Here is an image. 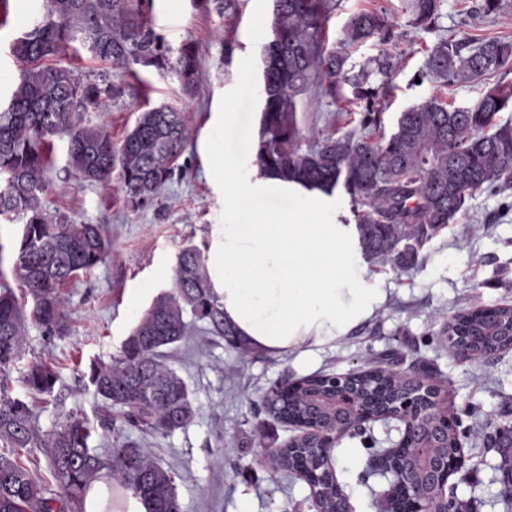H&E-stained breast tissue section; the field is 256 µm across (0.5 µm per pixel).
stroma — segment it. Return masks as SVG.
<instances>
[{
    "label": "stroma",
    "mask_w": 512,
    "mask_h": 512,
    "mask_svg": "<svg viewBox=\"0 0 512 512\" xmlns=\"http://www.w3.org/2000/svg\"><path fill=\"white\" fill-rule=\"evenodd\" d=\"M399 0H339L327 23L330 41L340 40L351 14L378 5L395 6L393 20L405 37L389 52L397 64L394 89L380 107L386 126L404 109L439 97L458 106L476 100L496 77L441 87L416 82L438 37L479 35L512 41V8L496 17H467L475 0H444L439 30L410 31ZM43 0H9L0 23V109L7 106L20 67L9 53L11 42L31 31ZM273 0H224L223 10L199 0H153L149 16L169 43H197L203 81L195 95L183 93L177 80L145 69L138 74L95 59L87 48L69 55L75 74L124 87L107 111L86 112L92 124L121 140L142 105L168 104L185 115L189 133L183 158L187 172L175 177L147 205L127 208L119 183L103 186L68 175L66 142L55 139L47 211L57 220L103 225L112 253L92 272L63 288L69 330L47 338L30 326L24 361L53 357L62 365L53 397L39 404L42 431L73 411L91 422L105 414L92 387L79 379L91 360L117 355L152 300L167 291L176 256L186 245L205 248L213 275H222L224 250L225 152L236 155L239 182L253 181L258 135L259 76L262 46ZM358 107L345 96L331 99L311 88L298 106L303 134L357 129L351 115ZM423 261L405 273L375 268L353 253L350 283L374 300L371 311L349 323L334 339L271 355L253 353L240 360L223 341L195 332L172 365L189 386L197 409L194 421L164 436L135 434L163 464L173 466L183 512H314L305 482L273 475L263 461L267 448H280L297 435L295 428L262 409L265 391L317 373L343 374L366 369L380 354L398 353L403 368L429 377L450 414L461 421L460 441L468 458L451 483L465 512H503L501 465L512 453L491 444L504 413H512V350L492 360L451 356L436 332L443 318L474 305H512V190L479 192L468 198L454 223L423 248ZM370 452L356 437H344L333 450V465L355 512H378L387 480L370 475Z\"/></svg>",
    "instance_id": "obj_1"
}]
</instances>
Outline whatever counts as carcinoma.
<instances>
[{
    "mask_svg": "<svg viewBox=\"0 0 512 512\" xmlns=\"http://www.w3.org/2000/svg\"><path fill=\"white\" fill-rule=\"evenodd\" d=\"M409 26L417 32L438 28L443 0H403ZM507 0H477L473 13L498 15ZM150 0H43V15L17 38L11 55L23 65L10 102L0 110V216L26 217L11 254V274L20 293L0 288V512H84L88 490L112 479L138 497L147 512H182L175 477L141 444L122 439L127 430L143 435L173 433L196 416L185 380L170 365L171 353L187 341L197 323L246 360L252 349L224 320L205 253L195 245L177 255L173 286L145 310L119 354L93 360L83 372L87 384L109 409L103 424L116 434L112 461L89 441L97 428L71 414L51 431L40 430L32 405L11 395L10 386L27 341L28 326L46 336H62V288L104 263L111 250L100 224L56 221L45 197L55 138L67 143V170L103 185L117 179L126 207L137 209L183 171L178 164L188 140L183 113L169 105L140 111L120 142L85 122L84 113L107 109L122 89L84 80L64 64L77 40L92 55L115 65L135 64L172 75L186 94L202 81L198 48L191 41L172 47L146 16ZM335 0H275L263 53L273 56L260 108L262 134L255 165L282 183H298L350 198L361 255L374 266L409 271L423 259L427 241L456 220L466 199L479 191L512 187V85L498 82L471 105L457 107L441 98L413 105L385 132L379 98L390 93L394 67L385 54L358 68L347 67L352 50L368 43L396 45L397 30L385 7L362 10L347 20L343 38L329 43L326 24ZM512 72V43L495 38L442 37L430 50L419 80L452 88L485 76ZM337 97L344 86L362 108L359 129L316 132L302 144L297 103L312 86ZM442 334L457 336L483 351L512 349V306L468 307L448 319ZM60 379L51 360H35L21 380L34 397H50ZM352 390L371 414L386 409L408 391L379 367L351 377ZM336 385L326 374L296 382L288 390L269 389L266 412L287 425L301 424L329 434L339 421L315 397ZM268 460L270 470L289 472L300 462L319 467L309 438L297 437ZM38 448L47 458L53 483L35 478L22 451Z\"/></svg>",
    "mask_w": 512,
    "mask_h": 512,
    "instance_id": "carcinoma-1",
    "label": "carcinoma"
}]
</instances>
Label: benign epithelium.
Listing matches in <instances>:
<instances>
[{
    "label": "benign epithelium",
    "instance_id": "obj_1",
    "mask_svg": "<svg viewBox=\"0 0 512 512\" xmlns=\"http://www.w3.org/2000/svg\"><path fill=\"white\" fill-rule=\"evenodd\" d=\"M448 352L464 360L493 356L491 352L473 351L459 344L453 336L448 337ZM389 370L411 380L413 391L407 393L389 414L382 417L384 421L396 419L403 424L400 438L386 453L370 459L371 469L391 470L392 483L385 495L386 510L395 512L394 503L404 498L408 504L407 512H448V483L465 466L463 450L459 447L450 455L448 443L440 442L429 448H418L407 455L400 453L401 444L407 434L416 428L418 419L435 412L438 394L437 388L423 375L403 372L396 364L389 366ZM346 378L345 374L336 376V384L340 389L336 403L347 411V422L341 427L339 434L354 436L366 430L367 424L375 421V418L367 416L364 409L344 389ZM310 435L322 443L323 470L332 477L329 485L336 488V495L327 501L318 496L313 498L316 512H353L350 498L337 481L333 466L334 440L315 430Z\"/></svg>",
    "mask_w": 512,
    "mask_h": 512
}]
</instances>
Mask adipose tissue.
<instances>
[{
	"label": "adipose tissue",
	"mask_w": 512,
	"mask_h": 512,
	"mask_svg": "<svg viewBox=\"0 0 512 512\" xmlns=\"http://www.w3.org/2000/svg\"><path fill=\"white\" fill-rule=\"evenodd\" d=\"M271 178L236 183L224 196V316L254 349L280 353L335 338L367 302L349 285V255L357 250L356 227L326 221L327 194L298 184L289 193L302 208L269 213L251 199ZM85 512H145L131 492L96 483Z\"/></svg>",
	"instance_id": "ef3b65f1"
}]
</instances>
